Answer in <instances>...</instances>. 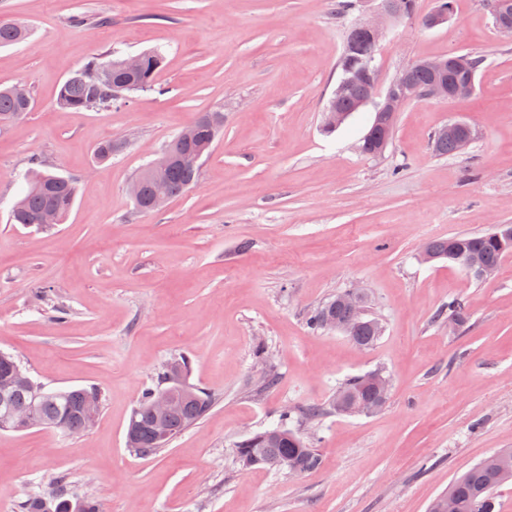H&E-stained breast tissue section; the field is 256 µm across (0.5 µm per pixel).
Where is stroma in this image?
<instances>
[{"mask_svg":"<svg viewBox=\"0 0 512 512\" xmlns=\"http://www.w3.org/2000/svg\"><path fill=\"white\" fill-rule=\"evenodd\" d=\"M416 2L376 54L383 81L426 57L485 62L473 96L410 103L370 157L358 146L373 107L322 131L363 0L345 13L332 0H0V18L31 29L0 48V87L34 98L0 124V352L49 388L101 394L80 435L0 431V512L59 476L102 512H428L454 478L512 450V253L487 281L420 257L430 240L512 224V43L487 0H456L433 29L418 18L436 0ZM153 49V91L109 110L57 106L91 57ZM215 109L224 132L197 184L137 212L136 172ZM455 120L473 123V141L438 155L433 135ZM116 136L122 152L97 162ZM35 160L78 185L50 228L10 221ZM357 286L383 326L372 347L309 328L315 308ZM453 300L467 316L456 327L438 316ZM184 356L214 405L159 454L135 456L130 415ZM370 372L389 381L385 405L337 413L338 387ZM284 413L320 467L243 468L237 445Z\"/></svg>","mask_w":512,"mask_h":512,"instance_id":"obj_1","label":"stroma"}]
</instances>
